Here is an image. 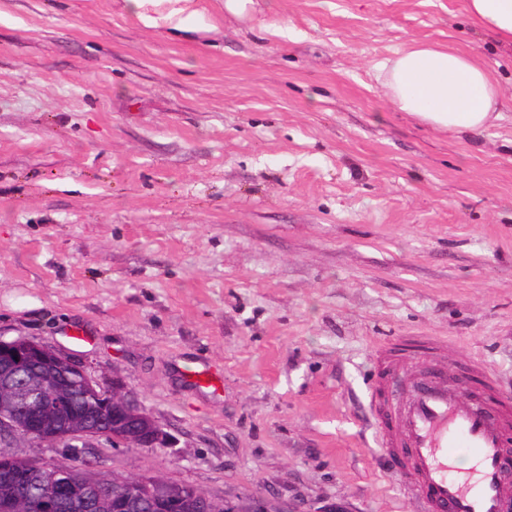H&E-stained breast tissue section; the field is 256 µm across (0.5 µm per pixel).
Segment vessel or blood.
Wrapping results in <instances>:
<instances>
[{
	"mask_svg": "<svg viewBox=\"0 0 512 512\" xmlns=\"http://www.w3.org/2000/svg\"><path fill=\"white\" fill-rule=\"evenodd\" d=\"M385 347L367 399L389 473L420 512H512V392L478 360ZM474 459L456 475L457 449Z\"/></svg>",
	"mask_w": 512,
	"mask_h": 512,
	"instance_id": "vessel-or-blood-1",
	"label": "vessel or blood"
}]
</instances>
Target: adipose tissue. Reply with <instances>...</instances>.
Masks as SVG:
<instances>
[{
    "label": "adipose tissue",
    "mask_w": 512,
    "mask_h": 512,
    "mask_svg": "<svg viewBox=\"0 0 512 512\" xmlns=\"http://www.w3.org/2000/svg\"><path fill=\"white\" fill-rule=\"evenodd\" d=\"M466 11L474 25L512 48V0H466ZM379 69L394 107L433 128L478 132L497 118L501 87L465 52L418 45L381 62Z\"/></svg>",
    "instance_id": "adipose-tissue-1"
}]
</instances>
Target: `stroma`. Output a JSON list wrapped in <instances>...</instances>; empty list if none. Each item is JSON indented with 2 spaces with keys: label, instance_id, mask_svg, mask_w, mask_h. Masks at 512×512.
<instances>
[{
  "label": "stroma",
  "instance_id": "obj_1",
  "mask_svg": "<svg viewBox=\"0 0 512 512\" xmlns=\"http://www.w3.org/2000/svg\"><path fill=\"white\" fill-rule=\"evenodd\" d=\"M0 0V338L122 384L173 438L23 456L277 512H415L373 437L377 351L512 377V55L465 0ZM409 44L501 85L477 134L388 101ZM207 370L210 387L186 374Z\"/></svg>",
  "mask_w": 512,
  "mask_h": 512
}]
</instances>
